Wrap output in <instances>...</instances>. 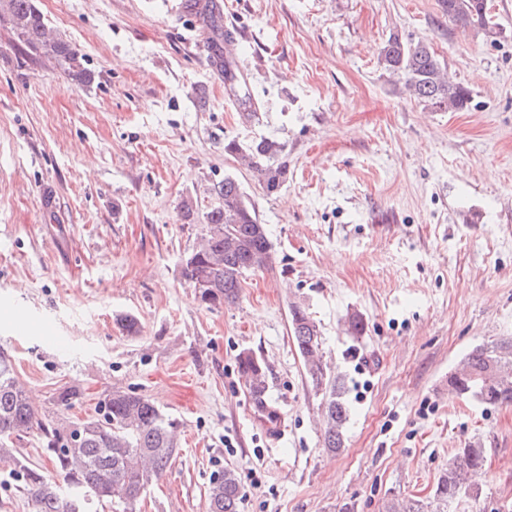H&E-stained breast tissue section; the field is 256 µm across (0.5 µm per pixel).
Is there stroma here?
<instances>
[{
	"mask_svg": "<svg viewBox=\"0 0 512 512\" xmlns=\"http://www.w3.org/2000/svg\"><path fill=\"white\" fill-rule=\"evenodd\" d=\"M223 2L249 120L186 0H37L93 73L87 85L20 52L0 24V351L44 420L94 416L116 388L176 419L178 454L134 512H208L227 469L241 512H384L428 496L474 442L487 450L482 506L512 512V406L448 384L476 346L512 336V0H488L494 36L460 29L440 0ZM393 32L429 42L471 91L468 111L409 97L378 60ZM263 138L288 166L271 195L224 152ZM227 175L265 225L272 265L209 308L183 265ZM295 303L349 379L335 453L290 334ZM247 350L285 418L276 443L251 419Z\"/></svg>",
	"mask_w": 512,
	"mask_h": 512,
	"instance_id": "35a3bbf8",
	"label": "stroma"
}]
</instances>
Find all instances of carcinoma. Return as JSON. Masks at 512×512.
<instances>
[{
    "label": "carcinoma",
    "mask_w": 512,
    "mask_h": 512,
    "mask_svg": "<svg viewBox=\"0 0 512 512\" xmlns=\"http://www.w3.org/2000/svg\"><path fill=\"white\" fill-rule=\"evenodd\" d=\"M442 0L443 10L456 25L496 34L485 0ZM187 7L202 18L207 29L204 46L223 57V16L216 0H188ZM0 22L9 25L16 43L34 57L55 62L72 81L88 84L92 74L79 53L65 40L47 36L44 17L35 0H0ZM379 64L402 81L411 98L432 112L463 111L471 107L467 88L450 82L445 66L429 44L389 35L379 54ZM282 146L268 139L249 145L235 140L224 143V153L245 162L259 183L280 188L288 178L287 165L279 160ZM217 205L204 216L199 246L186 258L183 275L193 286L210 295L207 307L234 303L249 272L267 269L272 245L264 225L240 183L227 175L213 187ZM291 333L313 388L322 393L326 421L324 445L336 452L344 447V427L349 420L344 378L323 362L321 332L301 304L291 306ZM128 336L141 332L131 314L116 317ZM246 388L265 387L264 362L251 352L238 356ZM455 392L492 406L512 404V337L467 354L462 367L448 377ZM37 429L45 453L54 463L50 476L16 457L5 447L14 435ZM177 423L148 397L114 390L101 405L98 416L78 423L70 434L46 423L30 404L12 362L0 353V464L9 467L6 485H14L31 505L32 512H93L96 503L116 501L132 509L142 492L159 479L177 448ZM486 449L474 443L458 449L448 469L438 477L424 500L391 499L385 512H455L463 489L472 485L471 475L484 465ZM208 512H239L240 483L232 469L213 479L208 491Z\"/></svg>",
    "instance_id": "obj_1"
}]
</instances>
